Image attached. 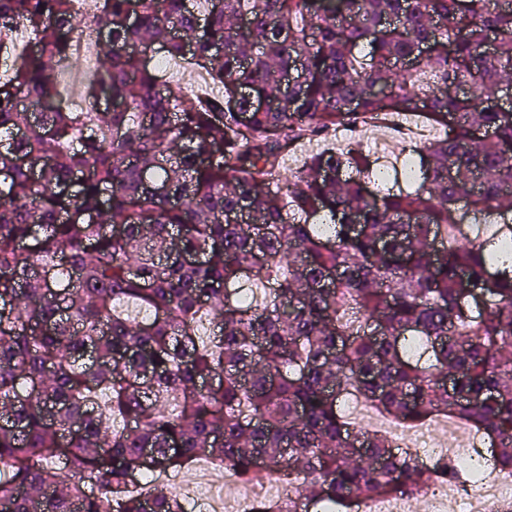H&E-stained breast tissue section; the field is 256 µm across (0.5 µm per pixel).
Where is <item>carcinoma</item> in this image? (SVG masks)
Here are the masks:
<instances>
[{
  "mask_svg": "<svg viewBox=\"0 0 512 512\" xmlns=\"http://www.w3.org/2000/svg\"><path fill=\"white\" fill-rule=\"evenodd\" d=\"M99 36L89 111L56 72ZM0 512H187L141 481L208 457L353 512L424 465L343 411L453 418L512 472V0H0ZM201 70L218 95L162 80ZM418 115L390 176L305 140ZM414 183L406 192L400 181ZM254 287L244 299L238 285Z\"/></svg>",
  "mask_w": 512,
  "mask_h": 512,
  "instance_id": "obj_1",
  "label": "carcinoma"
}]
</instances>
